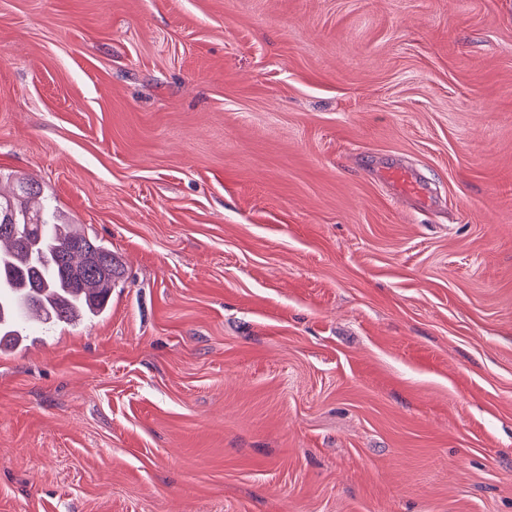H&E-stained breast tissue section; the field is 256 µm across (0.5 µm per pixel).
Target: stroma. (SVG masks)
<instances>
[{"label": "stroma", "instance_id": "35a3bbf8", "mask_svg": "<svg viewBox=\"0 0 512 512\" xmlns=\"http://www.w3.org/2000/svg\"><path fill=\"white\" fill-rule=\"evenodd\" d=\"M0 171L124 262L0 512H512V0H0Z\"/></svg>", "mask_w": 512, "mask_h": 512}]
</instances>
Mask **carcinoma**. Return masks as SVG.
<instances>
[{
	"label": "carcinoma",
	"mask_w": 512,
	"mask_h": 512,
	"mask_svg": "<svg viewBox=\"0 0 512 512\" xmlns=\"http://www.w3.org/2000/svg\"><path fill=\"white\" fill-rule=\"evenodd\" d=\"M0 194V350L25 335L17 316L37 314L54 328L106 313L123 267L112 248L64 215L43 187L14 179Z\"/></svg>",
	"instance_id": "obj_1"
}]
</instances>
